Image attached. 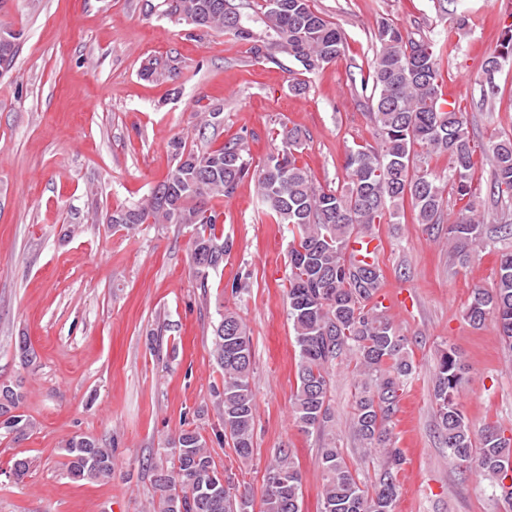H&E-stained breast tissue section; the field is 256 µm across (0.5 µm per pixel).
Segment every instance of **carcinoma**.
I'll list each match as a JSON object with an SVG mask.
<instances>
[{"label":"carcinoma","mask_w":512,"mask_h":512,"mask_svg":"<svg viewBox=\"0 0 512 512\" xmlns=\"http://www.w3.org/2000/svg\"><path fill=\"white\" fill-rule=\"evenodd\" d=\"M164 13L200 30L231 33L238 40L256 41L233 0H162ZM262 22L267 41L254 46L257 57L274 60L275 53L292 58L304 72H313L345 56V33L323 17L312 0H262ZM374 37L378 48L362 76V88H371L369 117L375 142L356 144L345 155L350 178L347 190L315 185L301 164L304 134L297 127L280 126L281 146L259 169L256 194L279 224L291 226L288 252V307L298 349L295 421L306 433L327 434L334 417L328 404L329 365L342 355L355 356L351 427L362 447V461L382 457L374 481L366 484L358 469L345 460L331 438L321 448L325 475L319 512H394L399 494L397 474L404 464L400 449L392 447V424L403 391L415 371L406 337L378 311L376 297L383 280L378 259L356 260L350 241L374 235L376 224H399L410 210L412 221L427 228L444 220L448 195L466 201L457 221L448 225L452 258L459 263L487 247L484 220L469 203L475 194V156L468 131L466 108L443 98V72L455 61L450 38H415L403 27L383 19ZM19 34L0 43V71L12 66L19 50ZM512 59V24L504 30L500 49L487 57L483 72L489 89L502 63ZM221 110L201 113L197 136L220 124ZM175 164L148 198L106 216L112 227L136 224H194L198 226L192 262L199 274L224 263L228 242L216 233L220 213L206 201L228 197L250 174L244 138L201 148L196 139H173ZM448 156V174L429 167V159ZM484 155L491 163V183L497 194H512V138L489 142ZM474 326L492 319L505 341L512 342V250L502 251L495 288L478 290L466 308ZM224 373L218 393L224 436L242 459L254 448L255 401L251 388L252 344L247 327L229 310L221 314L214 331L213 350ZM464 365L454 350L442 354L433 382L436 417L448 457L491 478L501 497L512 504V440L495 426L487 427L475 442L456 396ZM24 398L19 384L0 385V431L15 439L31 429L29 418L18 412ZM67 475L75 480L112 478L116 462L104 442L74 437L64 446ZM171 465L151 466L157 497L154 512H248L250 501L233 492L227 481L221 491L213 486L224 478L196 430H182L171 440ZM263 512H302L301 474L292 451L281 448L267 467Z\"/></svg>","instance_id":"1"}]
</instances>
